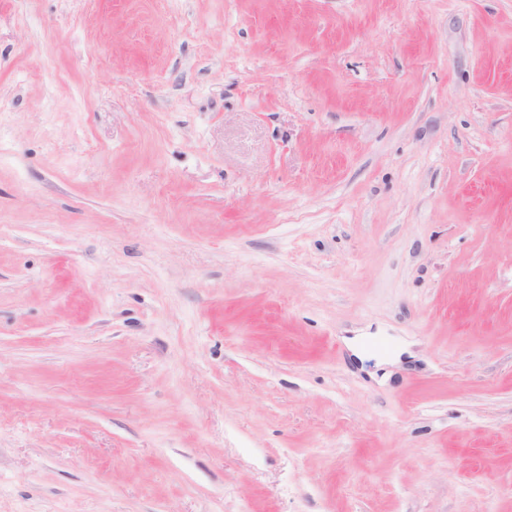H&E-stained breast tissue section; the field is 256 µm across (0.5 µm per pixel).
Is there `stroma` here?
<instances>
[{"label":"stroma","instance_id":"obj_1","mask_svg":"<svg viewBox=\"0 0 512 512\" xmlns=\"http://www.w3.org/2000/svg\"><path fill=\"white\" fill-rule=\"evenodd\" d=\"M0 512H512V0H0Z\"/></svg>","mask_w":512,"mask_h":512}]
</instances>
